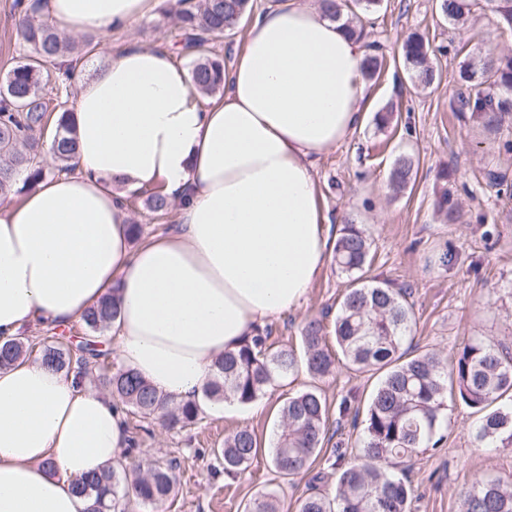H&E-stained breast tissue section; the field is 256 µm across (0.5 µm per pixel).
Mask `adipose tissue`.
<instances>
[{"instance_id": "ef3b65f1", "label": "adipose tissue", "mask_w": 512, "mask_h": 512, "mask_svg": "<svg viewBox=\"0 0 512 512\" xmlns=\"http://www.w3.org/2000/svg\"><path fill=\"white\" fill-rule=\"evenodd\" d=\"M149 0H44L60 34L110 38ZM363 42L321 6L278 0L224 75L194 94L163 47L134 44L76 74L74 174L0 205V343L67 327L114 297L120 364L159 395L201 403L213 364L298 307L333 242L316 177L361 128ZM161 187L175 232L132 246L122 188ZM129 446L112 399L40 355L0 368V512H88L77 484Z\"/></svg>"}]
</instances>
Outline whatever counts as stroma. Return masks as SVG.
<instances>
[{
  "mask_svg": "<svg viewBox=\"0 0 512 512\" xmlns=\"http://www.w3.org/2000/svg\"><path fill=\"white\" fill-rule=\"evenodd\" d=\"M168 8L167 0H153L149 11L113 33L111 47H96L89 62L104 65L112 50L129 44L173 46L179 31ZM362 21L364 42L381 45L388 63L380 77L366 83L371 104L363 128L317 162L328 231L336 233L347 223L365 229L375 251L367 276L405 289L412 348L449 359L465 341L487 338L512 351V200L498 198L486 178L491 169L512 182V154L489 150L495 137L512 138V117L495 136L450 108L459 98L462 66L489 53L512 54V28L502 26L490 10L476 13L463 27L448 23L436 0H381ZM414 32L430 41L432 61L442 74L438 89L417 88L395 60L402 40ZM388 107L398 126L378 129L375 114ZM402 154L414 158L416 175L396 196L389 175ZM443 171L463 211L456 224L442 223L436 215L435 190ZM348 285L334 265H327L299 307L268 321L272 342L295 348L307 321L320 318L332 325ZM376 382L374 375L344 367L318 381L302 370L253 403L212 405L187 429L169 431L151 422L148 432L138 435V454L179 459V495L169 512H244L251 498L273 488L284 512H292L296 500L309 493L314 474H321L326 489L336 477L323 460L289 480L272 469L270 440L289 394L317 386L334 419L340 402L364 409ZM242 427L256 434L259 451L244 473L228 475L213 451ZM478 474L512 481V451L478 446L474 415L461 404H449L442 450L420 454L411 463L417 489L413 512H459V495Z\"/></svg>",
  "mask_w": 512,
  "mask_h": 512,
  "instance_id": "stroma-1",
  "label": "stroma"
}]
</instances>
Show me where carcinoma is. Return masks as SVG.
<instances>
[{"mask_svg": "<svg viewBox=\"0 0 512 512\" xmlns=\"http://www.w3.org/2000/svg\"><path fill=\"white\" fill-rule=\"evenodd\" d=\"M480 0H438V12L448 21H459ZM19 15L22 54L0 80V192L11 189L16 176L25 173L23 184L39 181L46 170L75 169L77 142L72 109L64 106L50 115L43 89L51 86L63 100L72 96L77 64L94 47L61 36L41 13V0H14ZM251 0H176L174 15L180 31L178 54L189 60L195 91L213 94L224 87V59L212 52L211 43L232 35L250 17ZM400 56L410 78L424 88L440 85V75L430 61L429 43L417 33L401 45ZM384 56L379 46L368 45L365 73L380 75ZM469 88L458 99L455 112L490 131L499 130L512 113V56L489 54L460 70ZM55 122L51 160L43 158L41 141L46 124ZM414 162L406 155L395 160L390 182L397 192L410 183ZM146 195L147 207L166 213L170 203L161 189L134 191ZM436 211L456 223V203L447 185L436 193ZM373 261L372 241L358 224H345L334 247L336 270L350 282L334 321L336 350L327 344L322 321L313 319L301 332V347L276 349L269 334L247 337L234 351H226L214 363L213 377L204 389L213 401L249 404L288 376L304 369L315 379L333 375L343 365L358 373L381 377L364 412H355L352 427L360 429V446L353 461L333 462L334 492L314 490L299 498L296 512H411L415 490L408 476V462L426 450H438L444 440L446 396L461 402L477 415L476 441L485 448L512 450V404L501 400L512 394V353L481 338L467 342L452 362L425 351L412 355L404 349L412 331L411 312L405 292L387 281L365 280ZM117 303L107 297L87 311L85 326L96 333L111 326ZM57 370L76 371L87 377L105 365L107 353L98 337L84 336L72 349L62 347L55 336L25 337L0 346V366L33 352ZM112 394L126 415L138 419L137 431L157 419L169 430L197 424L200 410L174 404L160 396L136 373L117 368L108 379ZM329 410L314 387L289 397L281 409L280 429L271 448V464L282 478L308 469L329 440ZM255 434L239 429L214 450L227 474L242 473L257 454ZM180 462H156L146 471L131 460L121 469L94 474L78 483L91 500L90 512H112L120 500L134 498L149 512H166L179 490ZM246 512H280L276 490L259 494ZM460 512H512V483L477 475L460 493Z\"/></svg>", "mask_w": 512, "mask_h": 512, "instance_id": "1", "label": "carcinoma"}]
</instances>
